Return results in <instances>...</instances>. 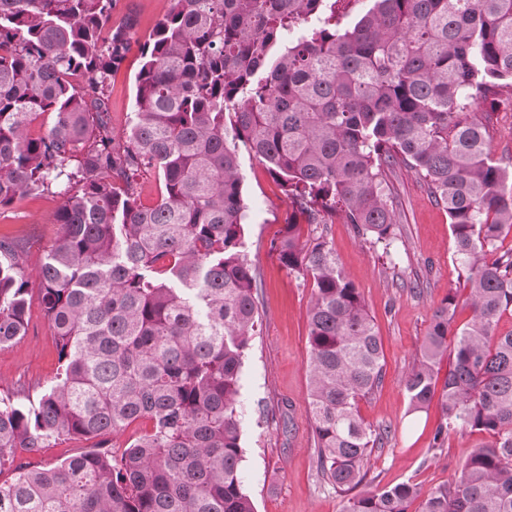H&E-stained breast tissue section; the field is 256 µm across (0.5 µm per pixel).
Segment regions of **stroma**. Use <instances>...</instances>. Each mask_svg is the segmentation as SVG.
<instances>
[{
    "mask_svg": "<svg viewBox=\"0 0 512 512\" xmlns=\"http://www.w3.org/2000/svg\"><path fill=\"white\" fill-rule=\"evenodd\" d=\"M170 0H116L113 21L134 13L138 38H146L168 11ZM141 66L130 51L113 73L108 112L115 135L127 129L134 110V79ZM500 104L482 103L490 114L487 148L493 159L512 156V89L501 88ZM245 197V240L262 288L259 319L241 373L239 416L243 458L240 477L257 512H345L347 497L319 473L314 427L307 412L309 377L308 310L313 282L288 272L272 249L292 207L264 165L239 153ZM394 197L397 239L390 253L359 237L353 225L333 217L327 224H301L300 240L326 241L347 276L361 292L381 338L385 375L381 386L359 403L360 414L381 440L371 457L364 489L412 480L423 489L447 483L487 434L460 431L435 447L441 424L438 402L413 413L405 380L437 306L456 289L468 287L454 254L448 215L429 195L424 181L405 167L387 173ZM59 195L44 192L15 201L0 211V232L29 238L27 256L29 325L26 336L0 347V393L26 399L40 394L58 367L54 338L44 317L35 274L60 233L53 215Z\"/></svg>",
    "mask_w": 512,
    "mask_h": 512,
    "instance_id": "stroma-1",
    "label": "stroma"
}]
</instances>
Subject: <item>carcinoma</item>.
<instances>
[{"instance_id":"cac0c4a2","label":"carcinoma","mask_w":512,"mask_h":512,"mask_svg":"<svg viewBox=\"0 0 512 512\" xmlns=\"http://www.w3.org/2000/svg\"><path fill=\"white\" fill-rule=\"evenodd\" d=\"M114 0H0V210L64 185L61 235L39 270L56 381L27 403L0 395V512H256L242 489L240 373L260 283L245 242L239 149L290 201L274 244L313 279L309 401L323 476L367 478L379 434L358 404L381 384L379 336L358 288L300 221L338 214L358 235L396 238L384 168L421 175L448 213L469 284L438 306L405 381L410 411L436 388L434 441L491 442L452 483L410 481L348 499L346 512H512V160L492 159L473 106L512 87V0H374L341 29L336 0H171L150 37L112 23ZM137 43L142 64L123 142L108 78ZM154 172L145 207L138 177ZM30 240L0 233V347L25 335ZM453 366L439 380L440 364ZM147 428L120 457L92 450L14 465L69 437Z\"/></svg>"}]
</instances>
